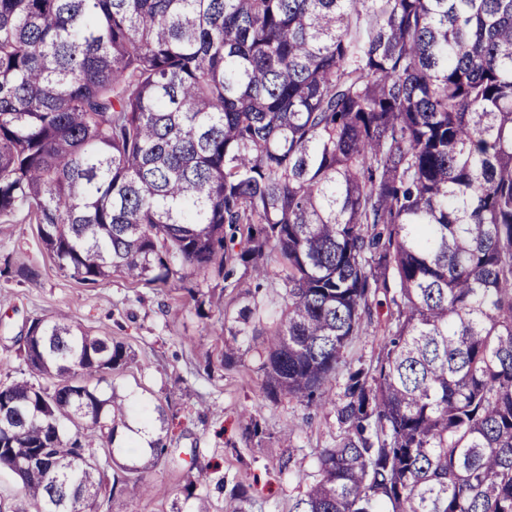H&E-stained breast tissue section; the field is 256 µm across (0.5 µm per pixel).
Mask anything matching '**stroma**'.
<instances>
[{"label":"stroma","mask_w":512,"mask_h":512,"mask_svg":"<svg viewBox=\"0 0 512 512\" xmlns=\"http://www.w3.org/2000/svg\"><path fill=\"white\" fill-rule=\"evenodd\" d=\"M60 315L123 342L132 360L113 373L117 390L175 415V462L147 473L151 495L117 498L111 512H166L194 464L203 471L198 490L209 512H224L237 486L248 490L251 512H292L299 477L318 479L317 455L340 435L334 407L265 399L248 337L239 339L237 363L225 364L219 312L198 318L175 279L144 286L116 271L101 284H82L43 250L36 225L20 215L0 218V367L19 376L30 322ZM253 420L261 428L256 436L246 431Z\"/></svg>","instance_id":"obj_1"}]
</instances>
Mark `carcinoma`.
Instances as JSON below:
<instances>
[{"mask_svg":"<svg viewBox=\"0 0 512 512\" xmlns=\"http://www.w3.org/2000/svg\"><path fill=\"white\" fill-rule=\"evenodd\" d=\"M19 212L86 285L244 269L224 361L251 337L268 400L328 403L390 297L292 512H512V0H0V216ZM20 353L0 470L28 512L147 492L166 412L128 458L117 428L150 408L93 384L125 345L38 319ZM196 490L168 512L206 509ZM378 300L383 304L374 305V324L367 333L353 337L347 345L339 364L340 373H346L350 367L356 368L360 365L375 364L383 342V336L375 328L376 320L378 318L383 319L387 310L384 297L380 295Z\"/></svg>","mask_w":512,"mask_h":512,"instance_id":"carcinoma-1","label":"carcinoma"}]
</instances>
